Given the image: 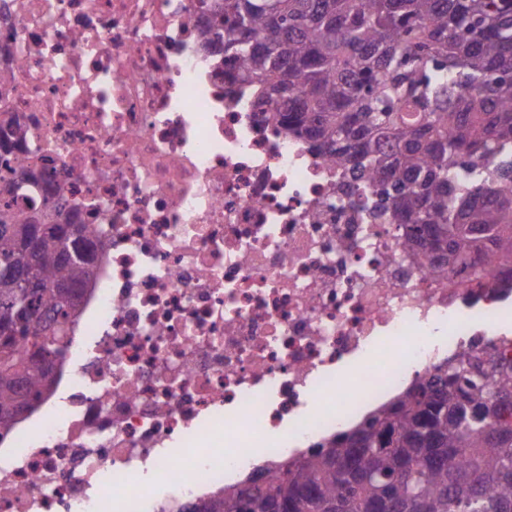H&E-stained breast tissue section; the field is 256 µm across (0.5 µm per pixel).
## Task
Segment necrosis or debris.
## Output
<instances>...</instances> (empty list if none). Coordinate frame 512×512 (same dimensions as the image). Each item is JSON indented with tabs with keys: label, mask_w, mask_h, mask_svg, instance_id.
Listing matches in <instances>:
<instances>
[{
	"label": "necrosis or debris",
	"mask_w": 512,
	"mask_h": 512,
	"mask_svg": "<svg viewBox=\"0 0 512 512\" xmlns=\"http://www.w3.org/2000/svg\"><path fill=\"white\" fill-rule=\"evenodd\" d=\"M202 0H0V180L88 224L54 392L0 436V512H163L460 351L512 360V284L433 278L398 225L201 43ZM23 137H15V128Z\"/></svg>",
	"instance_id": "obj_1"
}]
</instances>
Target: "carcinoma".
Wrapping results in <instances>:
<instances>
[{"instance_id": "1", "label": "carcinoma", "mask_w": 512, "mask_h": 512, "mask_svg": "<svg viewBox=\"0 0 512 512\" xmlns=\"http://www.w3.org/2000/svg\"><path fill=\"white\" fill-rule=\"evenodd\" d=\"M200 35L288 131L363 180L435 253L430 273L512 266V0H214ZM48 179L0 190V431L53 391L85 224L59 223ZM36 282L25 301L15 281ZM512 362L462 353L362 422L194 512H512Z\"/></svg>"}]
</instances>
